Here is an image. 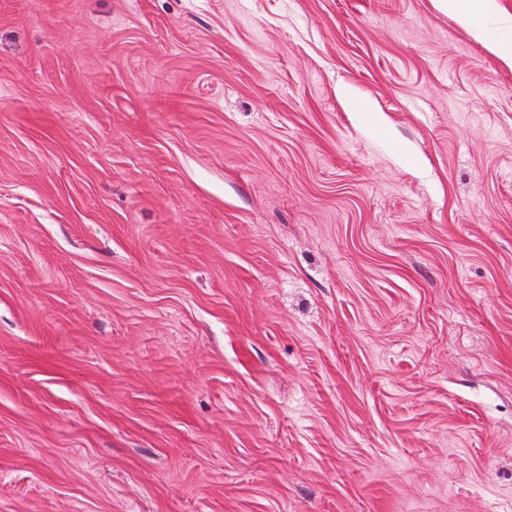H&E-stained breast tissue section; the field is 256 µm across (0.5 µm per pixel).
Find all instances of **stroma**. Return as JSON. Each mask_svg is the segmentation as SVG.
<instances>
[{"instance_id": "obj_1", "label": "stroma", "mask_w": 512, "mask_h": 512, "mask_svg": "<svg viewBox=\"0 0 512 512\" xmlns=\"http://www.w3.org/2000/svg\"><path fill=\"white\" fill-rule=\"evenodd\" d=\"M480 23L0 0V512H512Z\"/></svg>"}]
</instances>
